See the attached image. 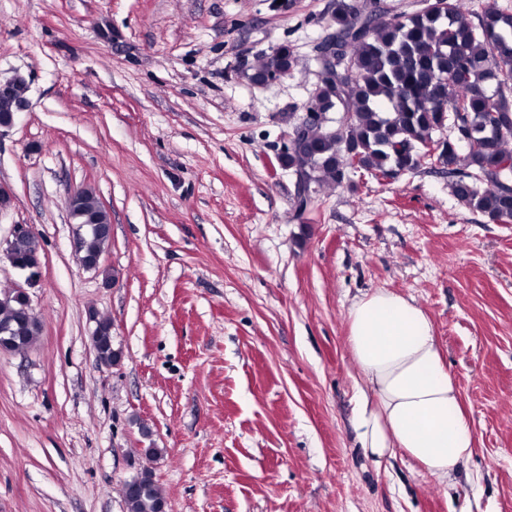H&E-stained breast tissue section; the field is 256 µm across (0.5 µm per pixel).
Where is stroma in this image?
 I'll return each instance as SVG.
<instances>
[{
	"label": "stroma",
	"instance_id": "1",
	"mask_svg": "<svg viewBox=\"0 0 512 512\" xmlns=\"http://www.w3.org/2000/svg\"><path fill=\"white\" fill-rule=\"evenodd\" d=\"M336 0H0V240L34 225L38 342L0 352V512H125L143 448L167 512H512V224L461 207L445 162L314 194L278 160L319 81ZM292 75H243L278 45ZM112 220L100 271L69 190ZM387 288L428 313L475 438L448 481L354 428L347 311ZM124 358L98 363L90 312ZM27 90L28 84L22 75L6 80L0 78V136L13 127L17 114L27 107ZM92 190L96 193V191L90 187L79 188L68 193L67 205L69 206V209H73L78 206L82 198L81 213L97 215L102 220L109 221V217L106 215V211L102 207L99 198ZM83 231H91L94 233L104 234V235H86L82 239ZM112 238V224H107L106 226L100 225H86L83 229L76 230V233L73 238V250L74 255L81 266L89 270L99 269L101 264V256H99L94 261L87 260L82 255L83 254L88 259H93L104 252L105 248H107L109 244L108 236ZM81 240H82V249H81Z\"/></svg>",
	"mask_w": 512,
	"mask_h": 512
}]
</instances>
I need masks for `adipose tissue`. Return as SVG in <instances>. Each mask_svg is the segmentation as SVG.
I'll return each instance as SVG.
<instances>
[{
  "instance_id": "1",
  "label": "adipose tissue",
  "mask_w": 512,
  "mask_h": 512,
  "mask_svg": "<svg viewBox=\"0 0 512 512\" xmlns=\"http://www.w3.org/2000/svg\"><path fill=\"white\" fill-rule=\"evenodd\" d=\"M346 347L362 375L354 414L361 448L380 460L402 450L445 480L474 436L431 319L414 299L380 288L348 308Z\"/></svg>"
}]
</instances>
